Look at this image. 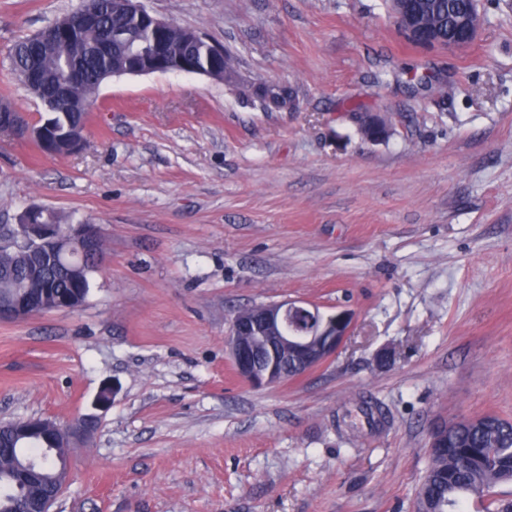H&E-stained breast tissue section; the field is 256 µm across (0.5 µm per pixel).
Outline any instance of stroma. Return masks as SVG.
<instances>
[{
  "label": "stroma",
  "mask_w": 512,
  "mask_h": 512,
  "mask_svg": "<svg viewBox=\"0 0 512 512\" xmlns=\"http://www.w3.org/2000/svg\"><path fill=\"white\" fill-rule=\"evenodd\" d=\"M81 5L0 0V94L18 110L41 106L9 47ZM145 5L298 107L155 73L102 84L78 154L0 131V224L39 204L106 245L82 306L0 321V422L97 415L52 512H415L438 421L512 419V0H480L471 46L431 51L384 0ZM389 60L430 63L447 99L376 84ZM355 109L390 138H362ZM285 300L349 312V337L300 377L248 385L232 315Z\"/></svg>",
  "instance_id": "obj_1"
}]
</instances>
